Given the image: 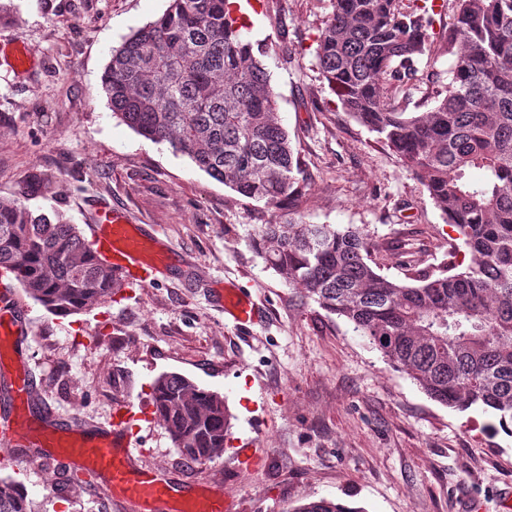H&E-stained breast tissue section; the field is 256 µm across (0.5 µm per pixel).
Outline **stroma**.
<instances>
[{
    "label": "stroma",
    "instance_id": "35a3bbf8",
    "mask_svg": "<svg viewBox=\"0 0 512 512\" xmlns=\"http://www.w3.org/2000/svg\"><path fill=\"white\" fill-rule=\"evenodd\" d=\"M247 37L261 44L279 94L277 119L302 159L287 207L311 224L369 231L372 255L395 281L408 269L441 274L455 232L423 183L375 133L344 112L322 79L314 40L334 0H261ZM168 0H9L0 33L34 61H0V198L58 209L87 229L105 199L152 225L169 252L161 281L125 287L112 302L68 316L32 303L23 354L44 407L28 413L93 432L120 406L144 414L139 465L223 491L236 512H285L322 497L366 512H503L512 485V433L482 409L431 400L301 287L266 268L254 239L277 210L241 196L181 155L113 117L101 75L113 47ZM289 48L294 60L281 59ZM49 179L48 188L35 184ZM232 282L266 309L233 327L214 291ZM178 372L224 393L231 433L204 465L182 459L154 415L152 386ZM270 454L244 471L237 453ZM62 464L0 448V476L23 482L35 512H118L102 476L57 492ZM248 486H241V478Z\"/></svg>",
    "mask_w": 512,
    "mask_h": 512
}]
</instances>
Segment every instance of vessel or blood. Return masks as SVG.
I'll return each instance as SVG.
<instances>
[{"mask_svg": "<svg viewBox=\"0 0 512 512\" xmlns=\"http://www.w3.org/2000/svg\"><path fill=\"white\" fill-rule=\"evenodd\" d=\"M0 57L9 59L20 72L32 69L19 38H0ZM95 210L91 248L111 258L123 283L155 284L167 265L153 228L132 224L125 214L103 202L96 203ZM217 299L235 326L245 328L260 322L262 307L244 289H225ZM27 324V309L13 287L12 277L1 271L0 347H11L17 337L26 334ZM31 388L27 369L18 368L8 411L0 415V446L11 448L39 438L41 447L57 462L79 465L103 476L105 489L119 498L129 512H235L233 501L223 493L179 487L162 474L137 468L133 441L136 415L130 408L119 407L111 428L93 436L56 423L36 428L25 415Z\"/></svg>", "mask_w": 512, "mask_h": 512, "instance_id": "obj_1", "label": "vessel or blood"}]
</instances>
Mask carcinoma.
<instances>
[{"label": "carcinoma", "instance_id": "carcinoma-1", "mask_svg": "<svg viewBox=\"0 0 512 512\" xmlns=\"http://www.w3.org/2000/svg\"><path fill=\"white\" fill-rule=\"evenodd\" d=\"M430 0H335L316 38L322 77L347 114L374 132L422 183L468 255L448 276L417 283L377 272L362 228L274 220L258 252L301 284L306 299L344 319L431 399L512 422V0H455L435 32ZM230 0H169L116 48L101 76L112 114L185 155L212 179L283 209L301 173L276 117L270 72L242 37ZM454 58L446 85L417 79V64ZM431 103L408 112L415 94ZM26 295L67 316L123 287L81 229L58 210L0 199V269ZM155 413L189 463L222 457L231 427L224 395L167 372ZM0 512H31L0 479ZM288 512H363L327 498Z\"/></svg>", "mask_w": 512, "mask_h": 512}]
</instances>
